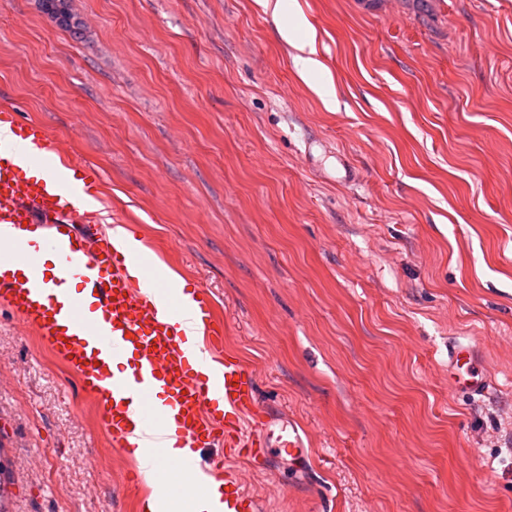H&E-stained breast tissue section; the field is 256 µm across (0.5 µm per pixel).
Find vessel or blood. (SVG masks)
Here are the masks:
<instances>
[{
	"label": "vessel or blood",
	"mask_w": 512,
	"mask_h": 512,
	"mask_svg": "<svg viewBox=\"0 0 512 512\" xmlns=\"http://www.w3.org/2000/svg\"><path fill=\"white\" fill-rule=\"evenodd\" d=\"M98 188V173L63 151L48 127L20 123L11 106L0 105V305L43 336L98 398L99 423L113 447L130 448L136 430L163 433L172 424L178 443L222 444L256 468L272 448L305 459L297 429L259 406L251 367L224 351V324L202 290L194 317L209 345L196 357L186 352L177 289L151 269L145 252L98 229L88 208ZM116 361L127 362L130 373L115 376ZM473 362L469 346L449 344L455 389H486ZM214 388L224 395L223 410L210 407ZM224 508L262 510L229 475Z\"/></svg>",
	"instance_id": "b4317fda"
}]
</instances>
